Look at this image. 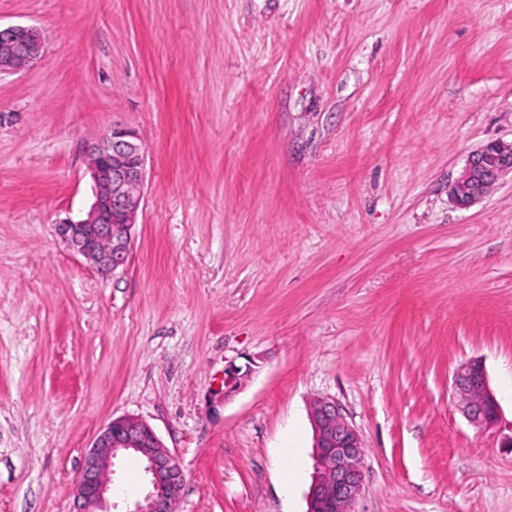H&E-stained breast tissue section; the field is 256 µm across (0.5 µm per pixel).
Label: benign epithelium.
<instances>
[{"instance_id":"benign-epithelium-1","label":"benign epithelium","mask_w":512,"mask_h":512,"mask_svg":"<svg viewBox=\"0 0 512 512\" xmlns=\"http://www.w3.org/2000/svg\"><path fill=\"white\" fill-rule=\"evenodd\" d=\"M44 41L33 26H0V73L32 65L42 55ZM93 202L78 219L57 225L67 249L82 257L103 277L125 266L143 199L145 157L137 132L114 124L87 149ZM512 175V142H490L472 154L449 194L459 207H469ZM245 377L242 368H224V395L236 391ZM454 388L463 413L478 427L497 419L498 405L490 394L478 362L460 365ZM317 474L309 492L308 512H354L364 489V449L358 432L336 402L317 399L310 407ZM133 451L145 464L150 488L133 512H174L184 473L155 430L143 419L121 416L99 432L84 458L76 484L75 512H110L107 493L112 462L121 451Z\"/></svg>"}]
</instances>
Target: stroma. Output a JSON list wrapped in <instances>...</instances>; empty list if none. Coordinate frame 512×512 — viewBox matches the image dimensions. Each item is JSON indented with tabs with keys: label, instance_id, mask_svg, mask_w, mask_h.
<instances>
[{
	"label": "stroma",
	"instance_id": "1",
	"mask_svg": "<svg viewBox=\"0 0 512 512\" xmlns=\"http://www.w3.org/2000/svg\"><path fill=\"white\" fill-rule=\"evenodd\" d=\"M0 24L45 42L0 75V512H74L124 415L181 466L177 512H306L320 398L364 443L355 512H512V179L448 195L512 141V0H0ZM116 123L146 178L103 277L56 226ZM472 359L487 428L454 389ZM112 470L133 512L144 466ZM512 176V142H490L472 154L449 194L459 207H469L487 196L506 175ZM454 388L463 413L478 427H489L497 419L498 405L490 394L485 371L478 362L460 365L454 375Z\"/></svg>",
	"mask_w": 512,
	"mask_h": 512
}]
</instances>
